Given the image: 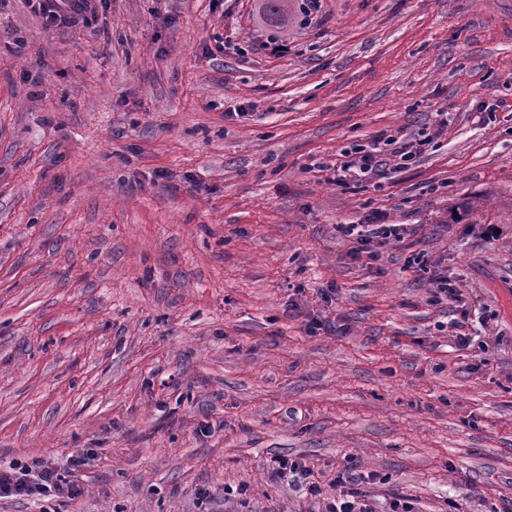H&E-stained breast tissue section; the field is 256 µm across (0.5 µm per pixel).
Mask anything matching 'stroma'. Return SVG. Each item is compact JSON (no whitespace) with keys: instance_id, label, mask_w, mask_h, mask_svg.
I'll use <instances>...</instances> for the list:
<instances>
[{"instance_id":"stroma-1","label":"stroma","mask_w":512,"mask_h":512,"mask_svg":"<svg viewBox=\"0 0 512 512\" xmlns=\"http://www.w3.org/2000/svg\"><path fill=\"white\" fill-rule=\"evenodd\" d=\"M301 2L278 55L262 0H0V466L60 512H512V0ZM97 0H28L33 11L44 16L48 27L59 23L77 26L88 22ZM421 136L424 137L403 141L399 149L394 151L387 149L388 146L397 142L396 139H389V137L392 136L380 138L376 142L366 146H359L353 153H350L351 155L355 154L360 156L341 162L339 168H336L338 173H342L338 174V176L344 179L353 178L358 182L368 181L378 175L377 173L381 171L380 168L387 165V160L383 157L385 155L399 158V160L403 162L402 165H408L409 161L413 160L417 154L422 152L424 146L431 143L429 135ZM351 155L345 157H351ZM370 226V224H347L345 232L352 236L356 231V242L361 246H366L371 239L380 237L384 240L389 238L399 239L401 236L400 224H376V228L368 230H359L358 227ZM80 493L78 485L66 482L53 468L23 461L0 466V499L32 500L41 504L40 512H58L53 500L73 499Z\"/></svg>"}]
</instances>
